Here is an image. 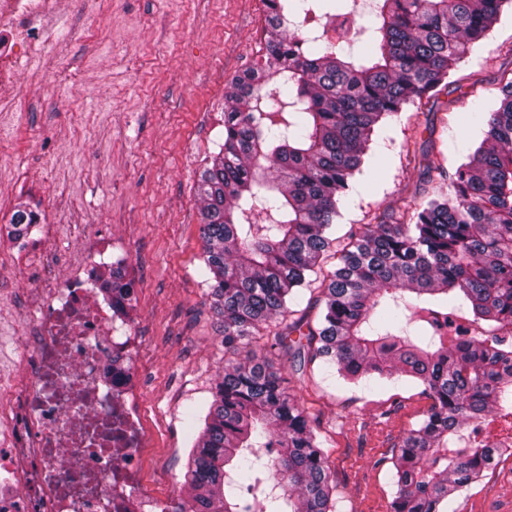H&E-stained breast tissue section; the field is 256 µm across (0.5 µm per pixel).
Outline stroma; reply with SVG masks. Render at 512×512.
Returning <instances> with one entry per match:
<instances>
[{"mask_svg": "<svg viewBox=\"0 0 512 512\" xmlns=\"http://www.w3.org/2000/svg\"><path fill=\"white\" fill-rule=\"evenodd\" d=\"M61 8L65 20L31 61L38 78L0 93V226L22 205L42 214L58 254L90 252L106 240L125 253L147 435L131 460L140 490L163 502L180 494L192 443L184 415L206 409L225 362L252 349L281 369L306 410L333 474L336 512H391V450L428 413L422 384H353L316 364L297 376L291 357L260 338L225 348L200 272L198 180L224 141L232 79L264 63L263 0H61ZM510 44L508 11L457 63V88L378 129L373 158L330 229L337 244L408 193L424 202L450 191V175L484 137V126L469 120L472 101L497 108L500 77L512 73L503 53ZM474 72L480 83L471 82ZM409 148L425 152V164H408ZM428 165L440 178H427ZM3 253L11 262L0 264V336L36 281L31 250L0 236ZM441 509L512 512V466L484 472Z\"/></svg>", "mask_w": 512, "mask_h": 512, "instance_id": "stroma-1", "label": "stroma"}]
</instances>
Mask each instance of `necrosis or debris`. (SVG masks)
Returning a JSON list of instances; mask_svg holds the SVG:
<instances>
[{
	"label": "necrosis or debris",
	"instance_id": "obj_1",
	"mask_svg": "<svg viewBox=\"0 0 512 512\" xmlns=\"http://www.w3.org/2000/svg\"><path fill=\"white\" fill-rule=\"evenodd\" d=\"M56 0H0V89L25 66L16 45L41 41ZM126 259L100 248L57 288L27 293L15 371L0 380V512H178L137 492L130 458L145 444L125 297L98 290Z\"/></svg>",
	"mask_w": 512,
	"mask_h": 512
}]
</instances>
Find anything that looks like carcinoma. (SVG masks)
<instances>
[{"mask_svg":"<svg viewBox=\"0 0 512 512\" xmlns=\"http://www.w3.org/2000/svg\"><path fill=\"white\" fill-rule=\"evenodd\" d=\"M264 66L226 94L224 145L198 183L203 270L224 347L269 330L271 347L307 355L346 381L408 377L432 400L394 444L392 512L441 505L498 462L497 443L463 430L512 418V77L484 138L426 203L411 195L349 234L322 281L313 323L285 321L327 229L362 171L376 127L448 86L512 0H376L364 57L339 34L288 33L291 16H348L336 0H263ZM17 209L8 236L28 233ZM286 378L253 352L224 364L189 452L188 512H336V486Z\"/></svg>","mask_w":512,"mask_h":512,"instance_id":"1","label":"carcinoma"}]
</instances>
